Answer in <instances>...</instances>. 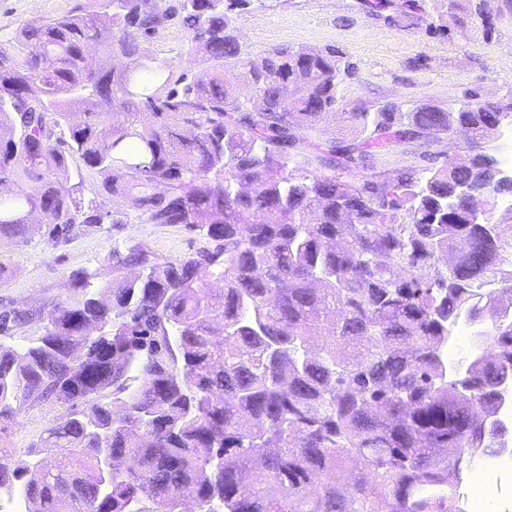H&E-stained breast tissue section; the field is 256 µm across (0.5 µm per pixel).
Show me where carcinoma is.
<instances>
[{"mask_svg": "<svg viewBox=\"0 0 512 512\" xmlns=\"http://www.w3.org/2000/svg\"><path fill=\"white\" fill-rule=\"evenodd\" d=\"M252 2L102 0L0 41V239L135 221L210 243L164 262L115 249L103 285L76 271L45 312L0 308V336L46 321L19 348L0 342V433L23 407L64 405L32 464L0 442V497L21 488L33 512H179L185 494L195 512H463L461 466L508 447L512 236L472 210L512 194L489 148L512 90L355 109V139L323 140L351 62L304 46L241 59L233 13ZM483 2L369 8L464 38ZM172 20L196 62L180 73L149 46ZM92 48L120 65L92 68ZM441 133L468 151L385 181L308 169L311 155L368 168ZM462 316L488 353L450 365Z\"/></svg>", "mask_w": 512, "mask_h": 512, "instance_id": "obj_1", "label": "carcinoma"}]
</instances>
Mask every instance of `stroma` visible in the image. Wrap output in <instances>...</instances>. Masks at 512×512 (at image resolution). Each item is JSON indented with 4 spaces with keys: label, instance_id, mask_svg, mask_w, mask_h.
Masks as SVG:
<instances>
[{
    "label": "stroma",
    "instance_id": "1",
    "mask_svg": "<svg viewBox=\"0 0 512 512\" xmlns=\"http://www.w3.org/2000/svg\"><path fill=\"white\" fill-rule=\"evenodd\" d=\"M502 0H490L497 12L496 31L484 38L473 29L469 38H442L424 30L401 28L385 16L369 12L363 0H263L234 13L233 24L247 56L281 45L333 48L354 63L355 73L339 87V105L327 121L323 138L351 139L355 130L347 113L395 103L460 105L465 89L476 88L489 98L512 88V13H501ZM93 0H0V38H10L23 23L78 10H92ZM463 138L440 135L404 145L394 156L360 170L358 179L379 180L392 171L422 168L428 158L464 152ZM141 245L158 261L197 250L204 239L179 224L105 223L80 230L56 246L41 236L0 240V265L11 272L0 283V305L50 308L66 293L73 271L86 270L107 280L112 276L113 249ZM53 407L22 410L1 438L12 448H30L54 421Z\"/></svg>",
    "mask_w": 512,
    "mask_h": 512
}]
</instances>
